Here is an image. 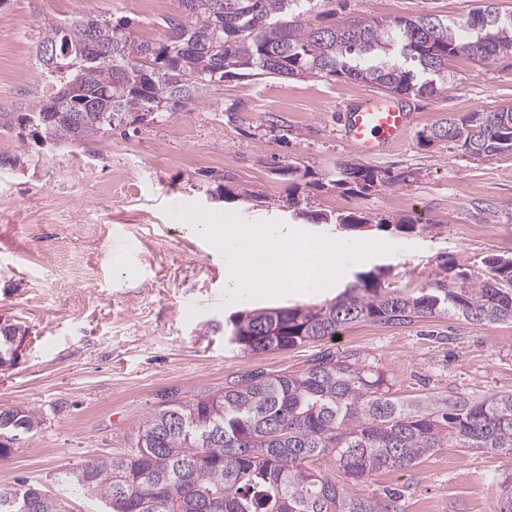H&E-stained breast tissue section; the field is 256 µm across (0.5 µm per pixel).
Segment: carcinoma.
Here are the masks:
<instances>
[{"label":"carcinoma","instance_id":"carcinoma-1","mask_svg":"<svg viewBox=\"0 0 512 512\" xmlns=\"http://www.w3.org/2000/svg\"><path fill=\"white\" fill-rule=\"evenodd\" d=\"M335 0H179L167 34L141 40L130 22L85 14L39 26L35 45L77 49L91 40L108 59L78 71L49 67L26 112H0V129L32 128L42 140L79 146L133 115L154 120L192 105L241 71L267 78L341 76L394 97L432 96L448 84L450 62L512 58V11L483 0L468 17L422 14L378 21L358 16L330 26L306 21ZM425 146L455 142L472 157L512 153V107L451 114L419 133ZM321 186L364 194L406 181L360 163ZM340 230L370 223L360 212L313 213ZM489 272L435 281L414 295L360 273L335 302L240 315L224 331L247 354L290 350L336 336L360 322L409 325L435 313L512 323V257L486 261ZM25 335L0 324V367ZM40 417L0 409V459L9 443L33 437ZM440 448L512 457V391L403 397L357 351L316 354L297 371L251 372L224 389L170 400L145 417L133 444L115 456L61 472L66 489L101 499L106 512H405L402 495L363 484L380 471L411 468ZM500 512H512V473L496 482ZM0 512H68L38 481L0 485Z\"/></svg>","mask_w":512,"mask_h":512}]
</instances>
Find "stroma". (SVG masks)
Returning a JSON list of instances; mask_svg holds the SVG:
<instances>
[{
	"label": "stroma",
	"mask_w": 512,
	"mask_h": 512,
	"mask_svg": "<svg viewBox=\"0 0 512 512\" xmlns=\"http://www.w3.org/2000/svg\"><path fill=\"white\" fill-rule=\"evenodd\" d=\"M477 4L347 0L343 14L463 18ZM90 11L128 19L138 37L159 40L179 2L150 9L142 0H0V111H23L38 89V25ZM20 67L28 72L21 83L13 78ZM450 70L442 93L407 100L414 120L406 138L372 160L407 182L366 196L315 184L339 163L361 159L342 136L340 114L371 88L344 77L229 78L188 109L157 113L147 124L125 121L76 147L1 130L0 320L26 334L15 364L0 368V407L34 409L41 428L0 459V485L31 478L56 488L59 470L128 447L162 401L218 391L254 369L298 370L325 349L361 352L406 397L511 391L512 324L440 314L401 326L356 323L339 340L293 350L239 351L224 334L239 312L222 305L223 263L164 212L197 202L334 235L332 225L291 215L296 196L311 212L414 221L407 233L376 225L351 231L350 239L400 250L350 267L327 291L253 301L255 311L330 303L357 274L378 267L392 285L414 290L512 257V154L474 158L450 142L418 140L448 115L512 105V60L459 58ZM20 153L24 166L7 165ZM292 160L309 178L283 173ZM117 256L122 278L113 272ZM506 468L501 456L442 448L415 467L377 473L367 487L403 490L405 512H499L493 478Z\"/></svg>",
	"instance_id": "obj_1"
}]
</instances>
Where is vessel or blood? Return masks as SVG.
Here are the masks:
<instances>
[{
    "mask_svg": "<svg viewBox=\"0 0 512 512\" xmlns=\"http://www.w3.org/2000/svg\"><path fill=\"white\" fill-rule=\"evenodd\" d=\"M340 122L348 144L363 157L371 158L404 137L412 115L395 97L366 94L347 105Z\"/></svg>",
    "mask_w": 512,
    "mask_h": 512,
    "instance_id": "b4317fda",
    "label": "vessel or blood"
}]
</instances>
